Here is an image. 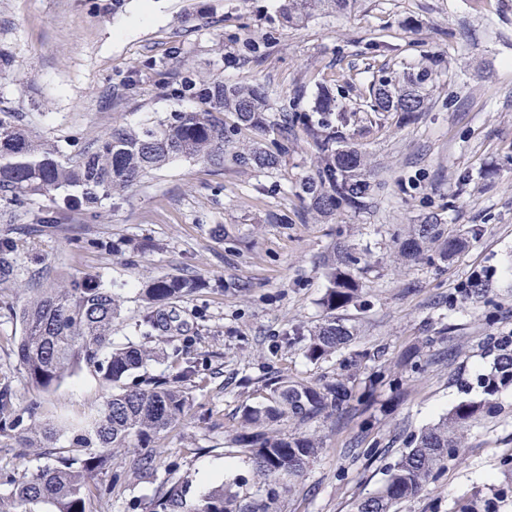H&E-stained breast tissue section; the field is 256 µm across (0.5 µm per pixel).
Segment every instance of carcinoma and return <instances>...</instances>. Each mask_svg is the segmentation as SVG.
<instances>
[{
  "mask_svg": "<svg viewBox=\"0 0 512 512\" xmlns=\"http://www.w3.org/2000/svg\"><path fill=\"white\" fill-rule=\"evenodd\" d=\"M348 0H281L282 20L295 25L325 11L344 9ZM439 60L415 74H388L368 87L370 111L399 112L413 117L426 109V85L433 81ZM142 67L158 76L157 88L176 99H191L195 106L151 115L131 126L119 124L98 136L69 157L58 146L34 135L22 117L0 109V200L18 205L40 196L56 204L34 217L37 224H58L76 210L85 211L107 198L121 196L151 171L176 159L224 167V159L268 173L276 169L303 133L314 154L313 165L300 181L299 197L309 201L308 210L329 217L342 208L362 210L370 204L371 182L361 151L347 128L348 111L336 108L340 80L320 84L310 111L301 108L306 86L300 84L278 99L260 82L226 84L219 72L182 67L172 79L156 61ZM439 243V256L447 258L464 244L460 236L445 234L438 222L420 224L402 244L404 256L416 258L429 244ZM24 245L0 238V285L14 283L17 255ZM355 258L344 252L331 263L323 299L322 322L310 330L307 357L325 359L346 346L351 327L336 317V310L359 298V283L350 272ZM200 287L198 279L171 275L145 285L149 303L161 308ZM119 299L91 279L47 288L25 301L16 312L21 325L15 355L30 385L43 392L57 387L82 365H93L112 389L85 426L75 430L66 423L24 425V415L15 407L9 385L0 387V437L18 441L19 453L32 447L48 448L60 436L73 434L74 453L13 481L14 496L21 502L46 501L55 512H86L90 480L112 462L116 448L132 442L144 449L131 461L133 470L149 474L154 468V444L160 435L178 423L189 404L185 386L198 375L194 361L187 359L170 381L150 380L145 386H128L124 380L144 367L152 354L128 345L101 356L111 344L112 325L119 315ZM478 383L484 398L462 401L435 425L410 436L398 461L386 471L376 492L358 499L354 512H391L394 505L413 498L439 471L460 457L458 434L471 422L496 412L498 392L512 386V348L496 347L490 371ZM348 380L333 379L303 383L281 378L271 384L266 402L243 409L235 441L247 449L256 473L270 485L299 476L316 457L320 446L310 435L281 437L270 426L289 419L305 424L324 414L339 411L352 397ZM506 494V488L476 491L459 512H491ZM152 512H271L267 500L237 502L236 495L218 486L190 507L183 490L171 486L153 504Z\"/></svg>",
  "mask_w": 512,
  "mask_h": 512,
  "instance_id": "1",
  "label": "carcinoma"
}]
</instances>
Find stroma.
Returning <instances> with one entry per match:
<instances>
[{
	"label": "stroma",
	"mask_w": 512,
	"mask_h": 512,
	"mask_svg": "<svg viewBox=\"0 0 512 512\" xmlns=\"http://www.w3.org/2000/svg\"><path fill=\"white\" fill-rule=\"evenodd\" d=\"M279 0H0V50L13 66L0 77V108L20 113L37 135L65 151L95 139L113 123L174 111L154 74L134 73L145 58L168 69H220L228 84L261 82L274 94L307 86L310 108L319 80L343 75L353 87L340 101L356 109L350 125L373 186L362 211L325 220L301 215L297 184L312 163L299 141L279 169L266 174L185 160L153 172L124 198L103 201L97 217L71 215L42 224L49 208L33 197L22 206L0 200V236L25 240L16 284L0 287V384L19 407L38 400L36 417L78 422L108 394L96 368L82 366L54 390L34 395L15 356L21 326L12 308L34 289L84 275L112 290L121 313L113 347L156 351L127 385L171 376L186 358L199 379L189 407L157 442L155 470L130 467L133 449L112 457L95 478L87 512H151L171 484L195 502L217 484L239 499H265L268 486L234 440L244 406L261 401L275 377L311 383L351 378L347 410L277 430L313 436L321 451L291 486L276 489L275 512H351L379 486L408 437L436 423L457 403L481 400L479 374L492 366L494 343L512 331V0H354L350 8L283 23ZM270 35L262 64L249 45ZM438 58L428 105L409 121L397 114L372 125L359 112L358 86L379 70L403 72ZM137 74L139 86L125 84ZM437 217L467 241L448 260L407 261L399 253L416 225ZM223 235H215V227ZM132 241L111 251L105 242ZM343 247L358 260L361 292L341 313L354 328L348 347L312 361L305 332L324 316L327 262ZM484 291L461 295L472 273ZM200 278L204 286L173 303V321L147 336L152 311L142 289L165 275ZM369 359L350 367L352 352ZM496 417L462 435V458L397 512H455L460 498L512 475V387ZM44 449L18 456L0 438V512H53L45 502L15 503L11 491L47 464Z\"/></svg>",
	"instance_id": "35a3bbf8"
}]
</instances>
